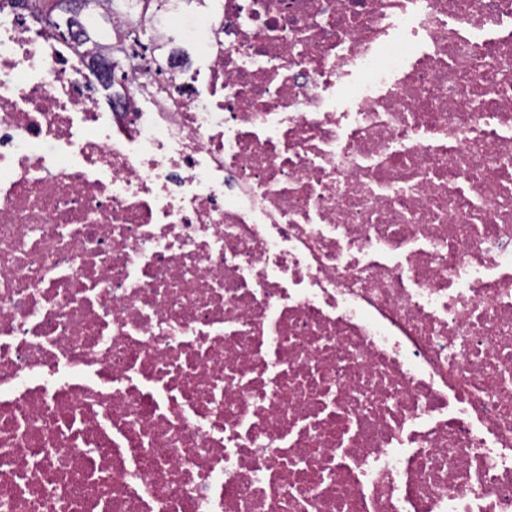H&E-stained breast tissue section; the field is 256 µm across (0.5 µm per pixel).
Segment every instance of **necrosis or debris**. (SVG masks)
Instances as JSON below:
<instances>
[{"label":"necrosis or debris","instance_id":"obj_1","mask_svg":"<svg viewBox=\"0 0 512 512\" xmlns=\"http://www.w3.org/2000/svg\"><path fill=\"white\" fill-rule=\"evenodd\" d=\"M202 7L0 8V512H512V0ZM104 10L100 17L105 23L112 25V3L113 9L123 15V17H133L137 11L140 0H95ZM87 25L82 20V26L89 31V36L84 39L80 44L84 45V55L88 56V60L96 57V54H92L89 56V51L87 50L88 46L96 45L97 39L95 37L99 35V27L98 20L96 18L90 17L87 19ZM89 27V29H88ZM92 69L95 71L97 78L101 85L106 88L112 85V83L116 79L117 72L112 68V62L109 57L105 54L100 55L99 57L93 59L89 62Z\"/></svg>","mask_w":512,"mask_h":512}]
</instances>
